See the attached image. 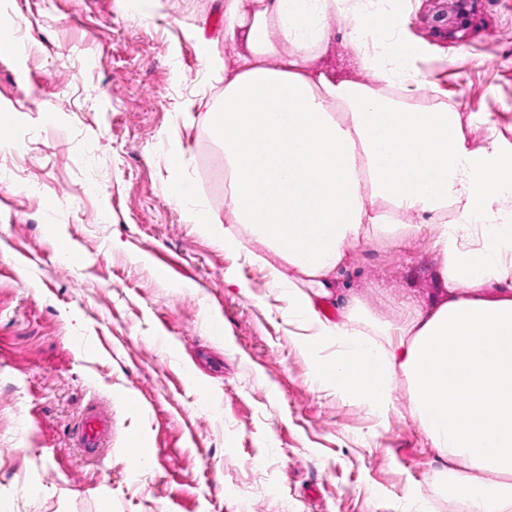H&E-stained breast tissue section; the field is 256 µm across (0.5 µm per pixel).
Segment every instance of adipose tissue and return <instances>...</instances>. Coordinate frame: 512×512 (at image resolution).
<instances>
[{
    "label": "adipose tissue",
    "instance_id": "1",
    "mask_svg": "<svg viewBox=\"0 0 512 512\" xmlns=\"http://www.w3.org/2000/svg\"><path fill=\"white\" fill-rule=\"evenodd\" d=\"M356 10V0H224V37L246 51L205 48L206 75L224 93L206 102L204 122L224 148L232 223L218 226L188 180L175 179L173 198L225 247L266 246L318 386L383 415L405 384L445 466L444 494L465 512H512V148L474 146L447 103L420 110L382 91L417 49L391 37L369 53L362 31L387 30L398 0L349 32L377 85L315 68L328 18ZM408 214L419 223H401ZM423 233L441 257L429 304L380 323L340 295L351 252Z\"/></svg>",
    "mask_w": 512,
    "mask_h": 512
}]
</instances>
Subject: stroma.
<instances>
[{"label":"stroma","mask_w":512,"mask_h":512,"mask_svg":"<svg viewBox=\"0 0 512 512\" xmlns=\"http://www.w3.org/2000/svg\"><path fill=\"white\" fill-rule=\"evenodd\" d=\"M402 4L394 34L418 55L390 94L448 102L474 145H512V0H478L448 40L424 0ZM352 25L329 19L317 64L375 84ZM209 41L232 49L218 0H0L15 114L0 130V512H408L416 496L459 512L406 388L383 417L319 389L287 294L247 257L263 246L225 248L171 198L174 138L208 211L227 212L222 146L198 111L177 117L224 89ZM439 262L427 238L375 240L340 285L395 322L435 293ZM91 403L112 416L94 457L73 441Z\"/></svg>","instance_id":"obj_1"}]
</instances>
